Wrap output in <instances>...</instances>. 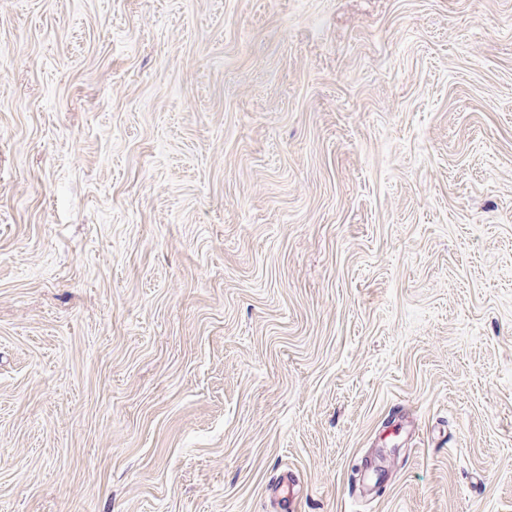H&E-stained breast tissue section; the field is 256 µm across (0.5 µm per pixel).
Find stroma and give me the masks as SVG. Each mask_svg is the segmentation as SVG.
Listing matches in <instances>:
<instances>
[{
	"label": "stroma",
	"mask_w": 512,
	"mask_h": 512,
	"mask_svg": "<svg viewBox=\"0 0 512 512\" xmlns=\"http://www.w3.org/2000/svg\"><path fill=\"white\" fill-rule=\"evenodd\" d=\"M0 512H512V0H0Z\"/></svg>",
	"instance_id": "stroma-1"
}]
</instances>
